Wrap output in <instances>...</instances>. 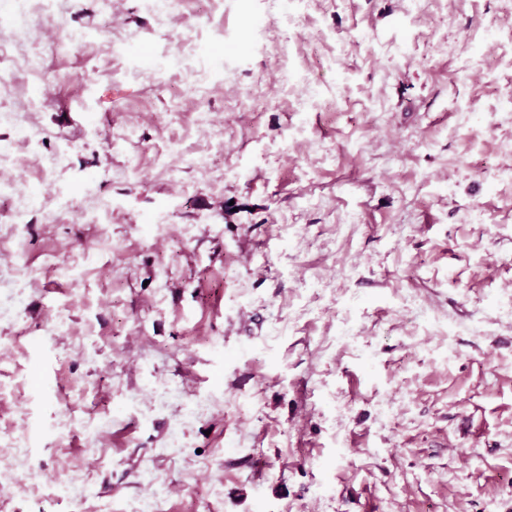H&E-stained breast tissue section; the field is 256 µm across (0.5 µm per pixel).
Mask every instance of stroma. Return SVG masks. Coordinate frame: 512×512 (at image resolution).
Here are the masks:
<instances>
[{"mask_svg":"<svg viewBox=\"0 0 512 512\" xmlns=\"http://www.w3.org/2000/svg\"><path fill=\"white\" fill-rule=\"evenodd\" d=\"M50 7L0 0V512H512V0Z\"/></svg>","mask_w":512,"mask_h":512,"instance_id":"1","label":"stroma"}]
</instances>
